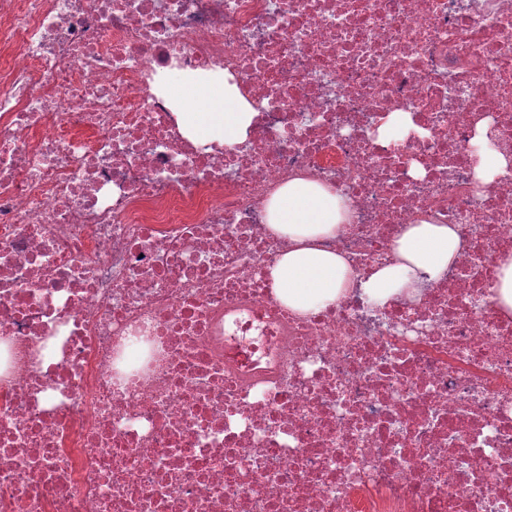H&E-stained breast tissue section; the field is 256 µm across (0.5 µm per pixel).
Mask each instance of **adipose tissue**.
Segmentation results:
<instances>
[{
	"instance_id": "1",
	"label": "adipose tissue",
	"mask_w": 512,
	"mask_h": 512,
	"mask_svg": "<svg viewBox=\"0 0 512 512\" xmlns=\"http://www.w3.org/2000/svg\"><path fill=\"white\" fill-rule=\"evenodd\" d=\"M182 84L187 85V93L179 92ZM157 89L170 96L183 135L201 144L244 139L255 116L227 74L187 82L170 73ZM267 214L269 229L291 242L268 270L270 286L278 301L299 314L326 307L356 286L377 302L416 292L420 284L439 279L462 248L455 225L412 224L396 242L395 261L360 279L352 275L341 254L320 245L349 219L348 200L333 188L303 179L289 181L270 198Z\"/></svg>"
}]
</instances>
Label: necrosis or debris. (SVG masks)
I'll use <instances>...</instances> for the list:
<instances>
[{
  "instance_id": "4bbe7bcc",
  "label": "necrosis or debris",
  "mask_w": 512,
  "mask_h": 512,
  "mask_svg": "<svg viewBox=\"0 0 512 512\" xmlns=\"http://www.w3.org/2000/svg\"><path fill=\"white\" fill-rule=\"evenodd\" d=\"M168 70L233 75L245 140L183 136ZM297 178L358 276L411 224L462 249L294 313ZM510 256L512 0H0V512H512ZM480 145L482 147L479 151L481 162L478 172L484 180L491 181L493 176L506 166V159L501 153L490 147L486 138H481ZM500 287L497 304L505 314H512V260L500 262Z\"/></svg>"
}]
</instances>
